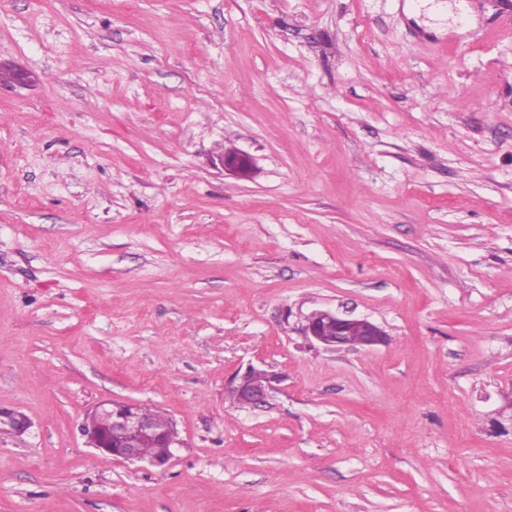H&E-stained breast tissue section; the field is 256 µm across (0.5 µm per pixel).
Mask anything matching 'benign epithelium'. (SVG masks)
Listing matches in <instances>:
<instances>
[{
  "instance_id": "1",
  "label": "benign epithelium",
  "mask_w": 512,
  "mask_h": 512,
  "mask_svg": "<svg viewBox=\"0 0 512 512\" xmlns=\"http://www.w3.org/2000/svg\"><path fill=\"white\" fill-rule=\"evenodd\" d=\"M222 167L245 176L252 169L251 159L241 153L224 154L220 158ZM306 336L329 347H344L351 341H358L363 347H373L386 342L385 332L366 319L343 317L329 310H319L307 317ZM276 375L248 366L244 372L236 373L228 382L229 387L242 405H258L265 402ZM96 420H89L82 427L83 435L98 451L111 455L124 462H140L143 457L139 449L143 441L157 439L153 421L140 414L137 405L122 402H107L99 405L94 412ZM31 426L30 420L14 410L0 409V431L23 434Z\"/></svg>"
}]
</instances>
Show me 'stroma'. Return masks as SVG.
I'll use <instances>...</instances> for the list:
<instances>
[{
    "mask_svg": "<svg viewBox=\"0 0 512 512\" xmlns=\"http://www.w3.org/2000/svg\"><path fill=\"white\" fill-rule=\"evenodd\" d=\"M406 2L0 0V512H512V0ZM306 336L329 347L348 346L357 340L359 346L373 347L386 342L385 332L366 319L343 317L336 312L319 310L307 317ZM275 381L277 377L273 373L250 365L244 372L238 371L228 385L236 393L242 405L254 406L265 402L274 388ZM234 392L231 391V397L236 401ZM93 414L96 420L85 421L82 432L88 442L98 451L111 455L117 460L124 462H140L147 460L151 465L161 466L168 463L180 447L178 431L172 419L159 410L150 407H141L140 414L138 405L122 402H107L98 406ZM146 417H145V416ZM149 417V418H147ZM153 421H152V420ZM166 434L170 439L167 447L158 441L143 443L141 452L145 457L162 458L144 459L139 452L144 440L157 439L160 432ZM130 425H134V431H128ZM30 426L31 422L24 414L14 410L0 409L1 432L23 434Z\"/></svg>",
    "mask_w": 512,
    "mask_h": 512,
    "instance_id": "stroma-1",
    "label": "stroma"
}]
</instances>
